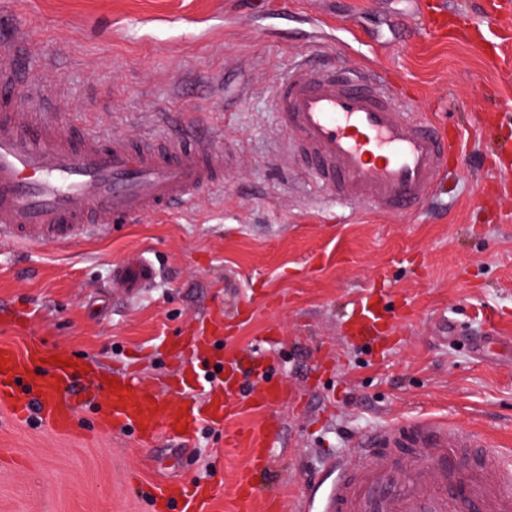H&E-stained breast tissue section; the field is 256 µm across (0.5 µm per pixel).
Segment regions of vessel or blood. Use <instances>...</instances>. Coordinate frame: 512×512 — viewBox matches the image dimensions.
<instances>
[{
  "mask_svg": "<svg viewBox=\"0 0 512 512\" xmlns=\"http://www.w3.org/2000/svg\"><path fill=\"white\" fill-rule=\"evenodd\" d=\"M9 40L12 52L0 57V241L66 247L223 186V151L193 128L179 137L160 130L136 139L86 128L68 133L53 119L54 88L26 69L33 53L26 33L13 29ZM274 102L296 166L337 199L387 214L409 212L441 194L449 156L464 155L457 132L412 111L403 87L372 69L297 64L276 86ZM154 277L152 262L137 252L116 267L113 283L129 294ZM385 313L380 298L367 295L353 309L349 333L376 339ZM48 356L37 342L22 350L0 344V405H9L16 419L36 415L66 432L81 370L55 365ZM36 366L44 374L30 394H22L20 384ZM113 379L111 387L105 376L95 377L99 428L131 431L147 447L181 426L192 434L203 422L223 425L237 413L239 398L263 410L285 396L266 371L236 392L183 405L128 374ZM275 433L267 421L249 435L250 462L235 485L236 512H256L252 482L271 463L266 449ZM356 444L365 459L356 475L342 459L327 464L336 475L327 512H460L465 505L473 512H512L511 457L492 452L466 478L455 475L460 449L484 447L478 434L424 419L379 429ZM211 497L200 484L161 483L154 493L158 512L172 502L180 512H206Z\"/></svg>",
  "mask_w": 512,
  "mask_h": 512,
  "instance_id": "vessel-or-blood-1",
  "label": "vessel or blood"
}]
</instances>
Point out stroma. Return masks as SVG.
<instances>
[{
  "mask_svg": "<svg viewBox=\"0 0 512 512\" xmlns=\"http://www.w3.org/2000/svg\"><path fill=\"white\" fill-rule=\"evenodd\" d=\"M483 0H423L446 11L444 35H420L414 0H0V26L27 28L30 66L55 85L58 120L128 137L157 115H187L227 153L224 188L117 233L61 249L0 243V343L38 336L103 371L134 369L169 390L180 337L210 321L216 380L225 357L272 366L290 396L258 493L295 508L327 458L357 464L363 434L423 416L512 451V24L476 35L458 13ZM498 44V68L484 48ZM376 63L414 94L412 108L458 126L466 162L444 194L388 215L332 200L291 163L274 88L300 59ZM146 252L158 276L114 296L112 267ZM381 290L390 327L359 340L344 324ZM87 398L67 433L0 406V512H153L151 487L206 483L207 512H235L252 410L201 430L189 446L102 432Z\"/></svg>",
  "mask_w": 512,
  "mask_h": 512,
  "instance_id": "obj_1",
  "label": "stroma"
}]
</instances>
